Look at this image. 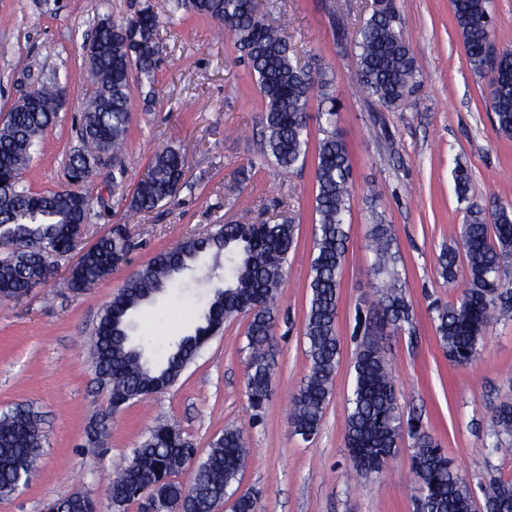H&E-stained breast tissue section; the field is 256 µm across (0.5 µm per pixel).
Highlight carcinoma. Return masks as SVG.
Here are the masks:
<instances>
[{"label":"carcinoma","instance_id":"carcinoma-1","mask_svg":"<svg viewBox=\"0 0 512 512\" xmlns=\"http://www.w3.org/2000/svg\"><path fill=\"white\" fill-rule=\"evenodd\" d=\"M469 66L488 81L490 106L497 132L512 138V49L502 50L499 63L486 57L483 46L495 37L490 0H451ZM173 9L191 10L216 21L221 32L235 36L265 100L259 115L261 150L285 172L305 164L308 154V102L317 74L300 68L288 36L265 23L253 0H173ZM158 17L150 9L110 27L97 26L95 41L106 47L89 61L95 91L81 116L82 148L71 154L65 177L87 180L100 154L121 151L130 125L132 71L151 82L158 63ZM359 49L358 86L379 106L389 109L413 88L415 63L409 42L399 26L394 0H374L370 16L355 32ZM38 108L16 112L0 127V238L23 239L22 249L0 253V302L19 300L42 279L47 268L67 255L71 227L86 224L90 203L73 189L34 192L19 175L40 146L45 130L58 112L56 86L34 90ZM336 100L321 101L323 138L316 146L315 197L312 224V261L309 297L302 337L308 373L291 401L289 423L293 433L307 441L317 434L332 394L339 363L336 323L339 288L349 241L346 217L351 209L352 167L345 142L336 132ZM185 160L172 148L157 151L136 185L130 209L148 214L173 198L182 182ZM457 197L467 198L471 172L457 164L453 172ZM367 248L373 254L379 314L383 327L395 331L413 328V307L399 267L402 258L392 225H368ZM298 225L286 217L272 223L218 224L215 230L183 241L153 257L133 273L107 305L94 330L93 362L111 409L98 415L88 441L98 444L109 430L112 412L174 384L214 328L239 315L248 316L246 328V390L252 410L266 405L275 375L272 334L277 299L288 254L297 245ZM132 250L125 233L112 230L99 237L72 264L70 287L83 291L119 267ZM224 254V287L214 291L193 333L182 337L157 366L146 364L128 339L129 316L139 305L199 270V260ZM464 259L466 286L456 300L432 308L440 348L449 361L468 364L478 354L487 328L512 313V287L500 271L512 258V207L498 205L487 212L468 210L460 242L439 256L440 275L448 287H458L459 259ZM372 318L358 319L361 339L353 363V381L347 397L345 442L351 467L360 478L381 471L398 451L403 434L411 439V469L418 491V512H474L468 485L460 477L436 438L420 418H403L395 384L380 338L369 334ZM492 448L499 452L512 440V402L503 401L493 417ZM42 440L40 418L28 405L0 413V495L27 482L35 467ZM248 453L243 433L236 427L222 436L198 463L192 483L174 480L195 449L172 426L154 428L135 449L131 463L112 480L110 499L117 509L150 494L162 512H211L214 504L237 492ZM485 512H512V480L491 477L481 485ZM56 512H92L89 502L73 498L54 501Z\"/></svg>","mask_w":512,"mask_h":512}]
</instances>
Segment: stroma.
Listing matches in <instances>:
<instances>
[{
  "label": "stroma",
  "instance_id": "stroma-1",
  "mask_svg": "<svg viewBox=\"0 0 512 512\" xmlns=\"http://www.w3.org/2000/svg\"><path fill=\"white\" fill-rule=\"evenodd\" d=\"M267 23L282 28L299 64L323 70L336 95V129L352 161L350 238L340 284V362L321 427L310 440L295 436L289 406L308 372L302 321L312 259L314 165L285 173L260 151L264 102L231 34L216 37L212 19L180 11L170 0H0V116L40 83L60 93L59 117L22 173L32 191L62 186L69 155L80 146L79 118L93 86L84 44L102 18L120 24L149 8L159 17L161 59L153 81L133 75L125 174L103 156L79 190L91 202L83 246L124 225L134 248L128 261L92 288L67 285L72 257L59 260L47 283L19 301L0 303V411L27 404L43 418V442L24 487L0 496V512H45L75 490L99 512H116L109 487L117 468L158 425L168 424L206 455L225 428L243 432L251 453L239 487L258 494L257 512H417L409 441L381 473L361 479L345 446L347 396L359 339L356 314L377 311L365 246L372 214L392 225L404 262L413 328L385 331L399 406L420 416L471 488L484 512L480 485L512 480V453L493 451L497 405L512 398V315L487 330L477 357L458 366L443 354L432 321L434 305L454 300L437 273L444 247L458 240L467 206L512 205V139L496 131L484 79L471 70L450 0H395L415 61L412 92L384 109L356 83L359 50L353 32L373 0H257ZM345 37H338L339 28ZM172 147L185 158L186 185L174 201L146 215L129 210L133 190L153 156ZM472 173L467 201L452 179L456 163ZM288 215L299 226L288 256L278 308L287 321L274 329L278 367L271 397L254 416L245 388L247 320L225 323L163 393L127 404L112 416L102 445H90L89 421L109 405L90 357L91 332L126 279L159 252L211 225ZM223 273H198L182 287L136 312L134 339L149 358L195 326Z\"/></svg>",
  "mask_w": 512,
  "mask_h": 512
}]
</instances>
